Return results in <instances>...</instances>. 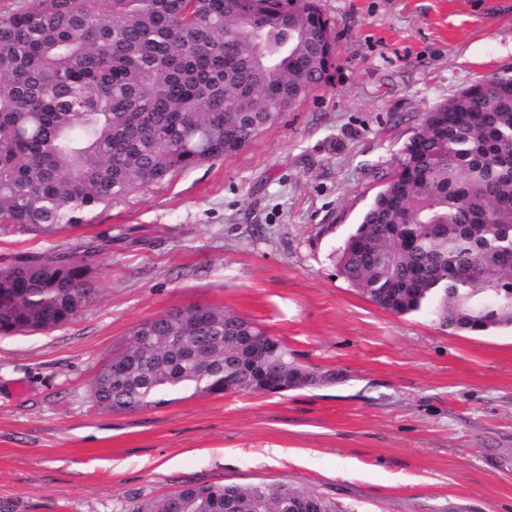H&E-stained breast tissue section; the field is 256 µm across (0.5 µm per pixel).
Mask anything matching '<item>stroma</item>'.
Listing matches in <instances>:
<instances>
[{
    "instance_id": "35a3bbf8",
    "label": "stroma",
    "mask_w": 512,
    "mask_h": 512,
    "mask_svg": "<svg viewBox=\"0 0 512 512\" xmlns=\"http://www.w3.org/2000/svg\"><path fill=\"white\" fill-rule=\"evenodd\" d=\"M336 69L239 153L173 172L89 225L0 234L89 256L97 296L73 321L0 336V501L17 512H129L183 484L300 485L362 512H512V329L458 333L397 316L337 250L433 105L512 76V0H320ZM194 304L279 338L332 384L160 409L94 405L131 330Z\"/></svg>"
}]
</instances>
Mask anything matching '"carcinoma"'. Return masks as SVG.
<instances>
[{
  "label": "carcinoma",
  "instance_id": "carcinoma-1",
  "mask_svg": "<svg viewBox=\"0 0 512 512\" xmlns=\"http://www.w3.org/2000/svg\"><path fill=\"white\" fill-rule=\"evenodd\" d=\"M28 0L0 13V230L51 233L177 170L232 156L324 86L336 36L319 0ZM112 243L20 254L0 269V335L48 331L95 298L87 257ZM341 273L395 315L456 332L512 328V78L436 104L339 249ZM91 384L113 411L275 393L288 347L235 311L146 320ZM184 339L168 345L164 337ZM265 350L261 362L252 350ZM359 512L294 484L185 485L131 512Z\"/></svg>",
  "mask_w": 512,
  "mask_h": 512
}]
</instances>
